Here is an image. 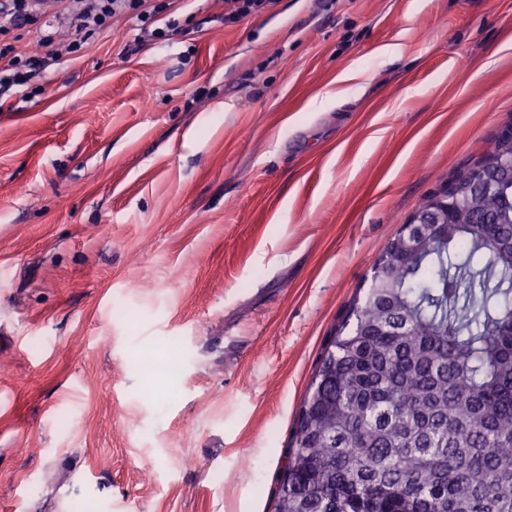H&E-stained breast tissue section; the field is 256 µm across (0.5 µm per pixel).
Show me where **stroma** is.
Masks as SVG:
<instances>
[{
	"label": "stroma",
	"mask_w": 512,
	"mask_h": 512,
	"mask_svg": "<svg viewBox=\"0 0 512 512\" xmlns=\"http://www.w3.org/2000/svg\"><path fill=\"white\" fill-rule=\"evenodd\" d=\"M221 10L4 98L0 512H273L376 259L512 126V0ZM234 2L239 3L234 9L224 11L221 20L226 23H232L239 18L249 16L254 13L261 12L272 6L275 0H235Z\"/></svg>",
	"instance_id": "1"
}]
</instances>
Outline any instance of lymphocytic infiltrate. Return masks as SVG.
<instances>
[{
    "mask_svg": "<svg viewBox=\"0 0 512 512\" xmlns=\"http://www.w3.org/2000/svg\"><path fill=\"white\" fill-rule=\"evenodd\" d=\"M72 0H8L0 6V95L8 91L27 94L32 79L48 68L65 64L82 48L81 38L107 29L115 16L130 15L141 24V41H168L179 21L177 0H81V9ZM54 7L55 16L68 25L77 38L69 44L57 42L52 30L42 31L34 49L22 54L7 43V34L40 22L45 7Z\"/></svg>",
    "mask_w": 512,
    "mask_h": 512,
    "instance_id": "lymphocytic-infiltrate-1",
    "label": "lymphocytic infiltrate"
}]
</instances>
